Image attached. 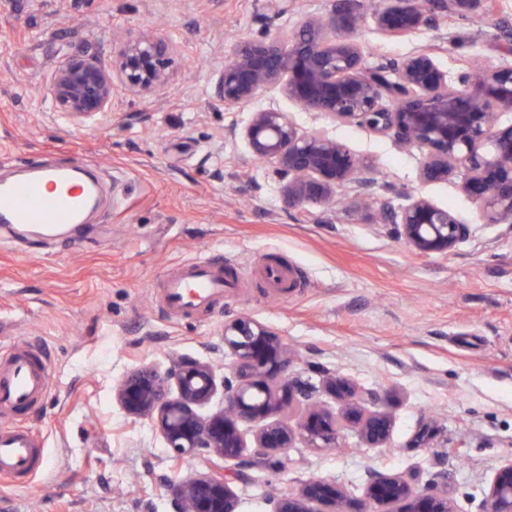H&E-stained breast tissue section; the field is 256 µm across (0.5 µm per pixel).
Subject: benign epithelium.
Instances as JSON below:
<instances>
[{"instance_id":"7a95c632","label":"benign epithelium","mask_w":512,"mask_h":512,"mask_svg":"<svg viewBox=\"0 0 512 512\" xmlns=\"http://www.w3.org/2000/svg\"><path fill=\"white\" fill-rule=\"evenodd\" d=\"M479 0H388L376 13L378 28L399 36L432 24L438 13L461 14ZM357 0H336L325 17L303 19L291 34L238 40L217 80L228 106L251 102L267 87L279 86L308 112L393 137L424 150L425 182L466 173L464 189L493 224L512 223V125L500 128L497 112L512 110V66L483 68L477 79L456 78L425 52L393 67L372 66L355 36ZM176 47L169 41L127 32L105 67L82 52L67 55L54 69L48 94L56 111L74 121L103 117L112 110L119 86L142 94L162 90ZM228 136L242 139L251 156L273 163L286 178L283 200L290 208L326 204L349 184H364L375 165L318 131H303L289 113L269 108L253 113ZM399 240L424 256L447 254L469 234L448 210L424 197L409 196L394 210L385 207ZM224 366L191 356L177 358L165 374L145 364L116 389L123 408L150 418L178 461L201 457L210 471L172 484L173 512H237L235 481L250 472L277 468L282 456L302 440L324 450L339 446L343 432L355 430L370 447L387 442L391 419L374 409L376 394L353 382L323 374V387L341 404L336 411L314 390L290 379L292 359L281 335L239 315L224 322ZM223 406L203 412L216 396ZM298 407L292 428L280 419ZM246 425L256 426L248 445ZM433 419L422 421L409 442L420 448L435 437ZM365 496L372 512H455L445 476L420 483L419 474L372 473ZM348 502L326 479L306 482L297 495L271 496L267 512H347ZM482 512H512V461L501 466L483 499Z\"/></svg>"}]
</instances>
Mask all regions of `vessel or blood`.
<instances>
[{
    "label": "vessel or blood",
    "mask_w": 512,
    "mask_h": 512,
    "mask_svg": "<svg viewBox=\"0 0 512 512\" xmlns=\"http://www.w3.org/2000/svg\"><path fill=\"white\" fill-rule=\"evenodd\" d=\"M99 187L89 180L82 163L32 168L0 180V224L42 230L65 228L80 234L86 214L96 207ZM230 282L224 268L208 258L186 265L161 282V297L176 314L208 309L223 297ZM48 390L43 356L32 347L0 353V476L20 484L36 474L42 460L29 431L15 418Z\"/></svg>",
    "instance_id": "1"
}]
</instances>
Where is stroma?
Masks as SVG:
<instances>
[{
	"label": "stroma",
	"instance_id": "obj_1",
	"mask_svg": "<svg viewBox=\"0 0 512 512\" xmlns=\"http://www.w3.org/2000/svg\"><path fill=\"white\" fill-rule=\"evenodd\" d=\"M335 3L0 0V176L78 161L104 187L81 243L0 230V347L41 350L51 384L24 417L45 468L22 484L0 482V512H171V483L207 465L174 464L154 423L127 415L113 390L146 362L221 363L224 322L238 315L288 340L300 384L321 386L329 370L376 391L392 419L380 448L353 431L337 451L296 442L279 468L237 485L239 512H265L270 494L298 493L313 477L365 512L370 471L413 469L426 480L447 473L456 512H481L495 471L512 460V226L485 222L462 172L422 182L419 149L302 110L277 86L241 106L215 92L239 38L292 31ZM375 10L362 0L356 30L370 64L429 49L452 77L512 65V0H481L476 13L443 14L398 39L377 28ZM129 30L173 42L167 86L153 95L117 88L97 120L56 112L47 85L65 54L109 64ZM268 108L372 159V182L333 204L286 208L275 165L227 135ZM410 195L450 210L469 237L446 255L411 251L380 218L383 203ZM204 256L247 270L293 266L303 285L276 299L257 278L207 312L171 315L161 279ZM428 414L441 418L439 434L410 447Z\"/></svg>",
	"mask_w": 512,
	"mask_h": 512
}]
</instances>
